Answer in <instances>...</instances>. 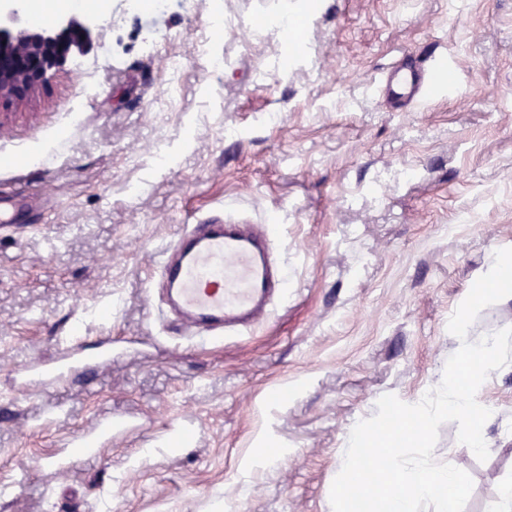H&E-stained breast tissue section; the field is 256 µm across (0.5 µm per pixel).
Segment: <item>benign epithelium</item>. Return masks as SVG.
Listing matches in <instances>:
<instances>
[{
	"mask_svg": "<svg viewBox=\"0 0 512 512\" xmlns=\"http://www.w3.org/2000/svg\"><path fill=\"white\" fill-rule=\"evenodd\" d=\"M25 13L26 0H0V99L34 89L89 40L87 19L63 17L38 33L23 24Z\"/></svg>",
	"mask_w": 512,
	"mask_h": 512,
	"instance_id": "benign-epithelium-1",
	"label": "benign epithelium"
}]
</instances>
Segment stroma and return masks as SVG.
I'll return each mask as SVG.
<instances>
[{
  "mask_svg": "<svg viewBox=\"0 0 512 512\" xmlns=\"http://www.w3.org/2000/svg\"><path fill=\"white\" fill-rule=\"evenodd\" d=\"M213 0L156 12L90 0L85 53L0 100V512H332L352 428L386 394L418 403L462 341L512 327V297L459 339L447 324L512 248V0ZM288 11L289 32L265 27ZM182 91L160 106L166 60ZM446 69L400 112L393 67ZM96 85L86 97L87 85ZM220 212L274 224L288 301L201 345L152 282L157 254ZM112 366L35 385L60 352ZM478 460L440 426L436 462L466 471L464 512L512 481V362L477 392ZM131 430L89 460L103 411Z\"/></svg>",
  "mask_w": 512,
  "mask_h": 512,
  "instance_id": "obj_1",
  "label": "stroma"
}]
</instances>
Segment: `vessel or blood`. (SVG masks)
<instances>
[{
	"label": "vessel or blood",
	"instance_id": "b4317fda",
	"mask_svg": "<svg viewBox=\"0 0 512 512\" xmlns=\"http://www.w3.org/2000/svg\"><path fill=\"white\" fill-rule=\"evenodd\" d=\"M428 80L424 68L393 73L385 85L387 99L397 109L418 103ZM274 237L275 231L268 225L245 230L233 221L209 218L187 230L172 250L158 256L162 283L199 340H210L228 328L252 327L269 316L274 300L287 299L288 271L273 270L268 260ZM74 370L69 362L38 363L29 368L36 380L59 384L67 382ZM121 430L107 412L72 443L88 454L111 442Z\"/></svg>",
	"mask_w": 512,
	"mask_h": 512
}]
</instances>
